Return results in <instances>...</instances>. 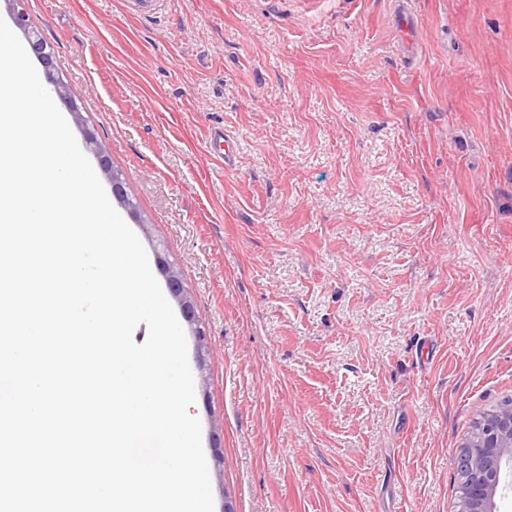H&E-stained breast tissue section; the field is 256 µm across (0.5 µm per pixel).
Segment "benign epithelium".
Listing matches in <instances>:
<instances>
[{
  "instance_id": "7a95c632",
  "label": "benign epithelium",
  "mask_w": 512,
  "mask_h": 512,
  "mask_svg": "<svg viewBox=\"0 0 512 512\" xmlns=\"http://www.w3.org/2000/svg\"><path fill=\"white\" fill-rule=\"evenodd\" d=\"M6 2L11 6L15 25L24 31L28 30L27 0ZM28 38L32 52L43 60L46 67H51V54L47 51L43 38L34 32ZM84 134L85 141L90 143V149L97 155L101 168L109 172L113 191L119 201L133 206L122 175L112 171L105 145L92 130L86 128ZM160 263L166 271L168 287L181 301L186 321L194 325L198 353L202 356L207 350L206 333L198 326L192 303L183 296L178 275L169 268L165 260H160ZM459 457L462 460L461 482L466 491L462 512H496L495 498L504 469L512 471V405L503 406L494 412V416L481 419L472 437L460 446Z\"/></svg>"
}]
</instances>
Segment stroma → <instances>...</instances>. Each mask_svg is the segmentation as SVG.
<instances>
[{
  "mask_svg": "<svg viewBox=\"0 0 512 512\" xmlns=\"http://www.w3.org/2000/svg\"><path fill=\"white\" fill-rule=\"evenodd\" d=\"M27 12L209 336L214 512H459V447L512 398V0ZM206 146L210 154L224 159L225 164L230 165L229 155L232 153L233 145L231 139L228 136L224 137V129H212L208 133ZM225 159H227V161Z\"/></svg>",
  "mask_w": 512,
  "mask_h": 512,
  "instance_id": "1",
  "label": "stroma"
}]
</instances>
